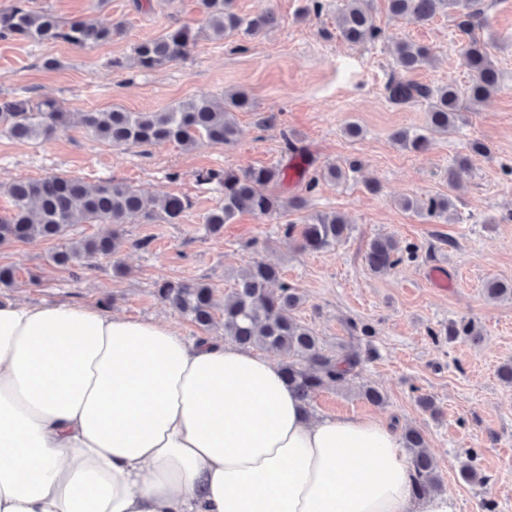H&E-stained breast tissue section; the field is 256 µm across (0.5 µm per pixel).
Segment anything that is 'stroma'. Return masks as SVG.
<instances>
[{
	"label": "stroma",
	"mask_w": 512,
	"mask_h": 512,
	"mask_svg": "<svg viewBox=\"0 0 512 512\" xmlns=\"http://www.w3.org/2000/svg\"><path fill=\"white\" fill-rule=\"evenodd\" d=\"M321 15L305 13V0H235L238 13L273 11L279 25L258 37L226 41L200 39L190 56L156 71H108L112 59L129 55L143 39L172 24L196 28L201 16L195 0H30L34 10L51 9L64 18L92 14L124 25L121 36L86 48L66 43L37 44L0 40V97L55 99L67 112L115 106L154 112L202 94L245 89L253 102L240 112L237 141L229 146L200 144L187 150L170 143L145 151L114 147L70 127L50 141H19L0 133V183L18 177L70 175L90 183L127 181L146 195L178 194L191 208L176 224H127L128 240L143 249L124 252L125 273L102 260L96 270L59 267L50 261L53 241L41 239L0 246V266L16 270L10 295L32 304L78 303L132 319L167 323L195 339L198 327L162 303L154 284L202 280L223 297L236 275L257 257L277 264L304 302L296 317L319 336L326 352L351 343L350 322L370 324L378 355L348 385L324 390L310 403L312 417L343 414L370 417L394 428L412 426L427 439L443 491L455 496L458 512H512V385L498 368L512 360V301L495 302L484 292L491 279L512 281V0H485L477 35L492 47L500 88L479 106L463 110L456 133L434 136L428 150L400 148L395 129L426 127L423 104L397 107L385 93L393 69V47L409 39L430 47L434 65L414 73L415 81L436 86L470 74L459 54L462 36L451 14L417 25L390 15L386 0H373L376 23L385 39L350 45L336 36L334 17L342 0H322ZM58 60L54 69L44 59ZM362 133L349 137L347 124ZM298 139L302 156L289 158L284 137ZM491 149L477 157L459 190L448 185V168L465 154L469 141ZM358 157L361 171L347 180L320 181L306 191L298 178L280 186L283 198L306 196L312 212L336 211L351 224L335 248L298 251L279 220L238 215L221 234L204 224L220 202L216 185L201 184L203 168L295 163L307 172ZM376 182L370 192L367 182ZM452 195L456 210L445 224L403 209V198ZM391 235L416 247L414 260L390 273H373L365 262L370 243ZM446 272L449 288L427 279L429 270ZM468 319L479 340L442 335L451 321ZM379 389L385 402L374 405L360 394L363 385ZM431 397L438 415L424 412L417 396ZM472 464L480 478L465 480Z\"/></svg>",
	"instance_id": "stroma-1"
}]
</instances>
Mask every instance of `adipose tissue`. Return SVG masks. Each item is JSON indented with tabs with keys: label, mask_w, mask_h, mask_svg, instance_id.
<instances>
[{
	"label": "adipose tissue",
	"mask_w": 512,
	"mask_h": 512,
	"mask_svg": "<svg viewBox=\"0 0 512 512\" xmlns=\"http://www.w3.org/2000/svg\"><path fill=\"white\" fill-rule=\"evenodd\" d=\"M412 486L395 429L309 417L251 349L0 301V512H458Z\"/></svg>",
	"instance_id": "1"
}]
</instances>
